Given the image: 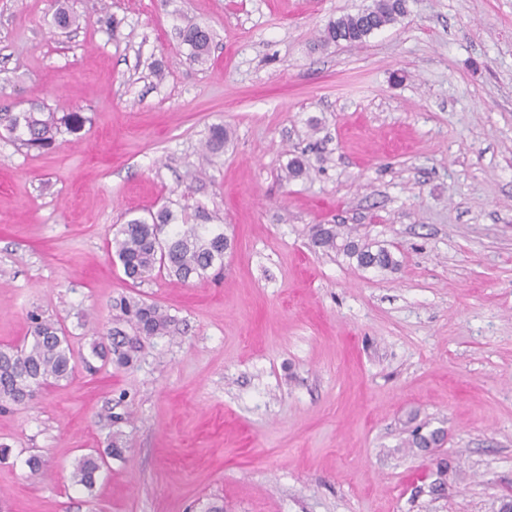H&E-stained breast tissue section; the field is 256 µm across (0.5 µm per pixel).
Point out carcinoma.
I'll return each mask as SVG.
<instances>
[{
  "label": "carcinoma",
  "instance_id": "carcinoma-1",
  "mask_svg": "<svg viewBox=\"0 0 512 512\" xmlns=\"http://www.w3.org/2000/svg\"><path fill=\"white\" fill-rule=\"evenodd\" d=\"M407 13V0H371L366 8L329 21L318 42L327 47L341 42L361 44L375 31L396 23ZM180 43L188 47L186 60L203 65L209 57L213 35L210 29L188 22L177 28ZM86 118L79 112H52L33 108L23 112H0V129L28 149H48L65 134L82 129ZM228 132L212 127L208 147L224 148ZM173 213L162 208L150 217H134L120 225L112 246L125 276L133 281L158 269L188 282L203 281L210 271L224 268L225 248L230 244L219 224H176ZM314 244L326 251L341 252L359 267L395 270L399 261L377 242L353 240L336 227L316 225ZM139 333L162 334L170 319L155 305L124 303ZM31 336L22 344H0V406L25 405L46 385L68 379L74 370L68 336L58 323L30 314ZM104 459L95 454L82 456L74 470L75 483L90 490Z\"/></svg>",
  "mask_w": 512,
  "mask_h": 512
}]
</instances>
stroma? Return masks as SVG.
<instances>
[{"mask_svg":"<svg viewBox=\"0 0 512 512\" xmlns=\"http://www.w3.org/2000/svg\"><path fill=\"white\" fill-rule=\"evenodd\" d=\"M370 2L0 0V110L88 118L44 152L0 136V344L34 310L75 365L0 410V512L512 501V0H408L364 44L314 50ZM61 7L77 24L55 29ZM187 20L214 34L205 65ZM216 125L231 136L212 153ZM163 207L223 225L222 278L124 276L116 230ZM317 224L398 269L316 250ZM124 297L167 333L137 334ZM116 327L125 366L92 353ZM417 429L439 442L412 446ZM92 450L88 491L72 473ZM180 43L188 47L186 60L193 64L203 65L209 57L213 35L210 29L192 22L177 28Z\"/></svg>","mask_w":512,"mask_h":512,"instance_id":"stroma-1","label":"stroma"}]
</instances>
